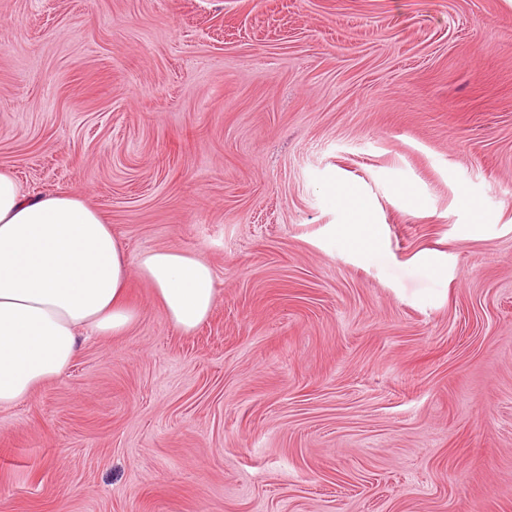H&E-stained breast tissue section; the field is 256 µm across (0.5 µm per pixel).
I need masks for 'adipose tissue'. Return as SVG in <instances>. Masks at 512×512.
<instances>
[{
	"mask_svg": "<svg viewBox=\"0 0 512 512\" xmlns=\"http://www.w3.org/2000/svg\"><path fill=\"white\" fill-rule=\"evenodd\" d=\"M344 221L336 234L365 258L379 250L372 205L356 188H331ZM154 288L170 323L194 331L215 303V274L200 255L149 250L130 258L96 209L56 192L35 196L0 171V408L66 372L84 337L126 333L130 269Z\"/></svg>",
	"mask_w": 512,
	"mask_h": 512,
	"instance_id": "ef3b65f1",
	"label": "adipose tissue"
}]
</instances>
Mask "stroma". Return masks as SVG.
<instances>
[{
	"label": "stroma",
	"instance_id": "stroma-1",
	"mask_svg": "<svg viewBox=\"0 0 512 512\" xmlns=\"http://www.w3.org/2000/svg\"><path fill=\"white\" fill-rule=\"evenodd\" d=\"M0 169L217 291L0 408V512H512V0H0ZM344 221L337 225L336 235L351 250L370 259L379 250L372 205L356 188L348 183H336L331 188Z\"/></svg>",
	"mask_w": 512,
	"mask_h": 512
}]
</instances>
